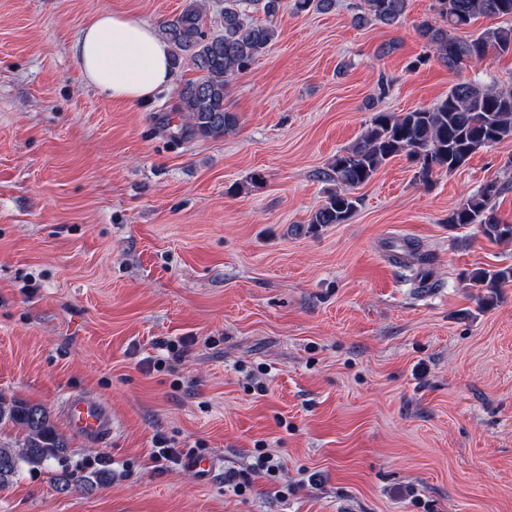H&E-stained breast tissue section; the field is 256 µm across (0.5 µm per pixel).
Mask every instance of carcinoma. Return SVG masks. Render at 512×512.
Segmentation results:
<instances>
[{
	"instance_id": "1",
	"label": "carcinoma",
	"mask_w": 512,
	"mask_h": 512,
	"mask_svg": "<svg viewBox=\"0 0 512 512\" xmlns=\"http://www.w3.org/2000/svg\"><path fill=\"white\" fill-rule=\"evenodd\" d=\"M263 10L265 19L247 23L243 3ZM335 0H294L298 13L329 10ZM356 21L395 25L401 22L408 0H362ZM280 0H224L223 31L208 37L203 30L205 5L187 0L181 12L159 25L171 47V65L188 62L199 73L179 93V134L191 138L221 139L234 132L238 117L226 104L229 79L244 71L272 45L277 30L273 18ZM440 22L424 21L417 34L441 56L450 70L479 60L490 50L512 54V26L488 28L477 38L459 32L485 17H511L512 0H434ZM512 141V87L494 89L475 80L461 81L448 96L430 107L399 114L377 112L362 137L331 165L336 188L311 215L307 232L316 233L329 224H344L356 211L360 198L354 191L368 183L379 168L401 154L420 164L418 178L428 182L434 171L451 172L464 166L478 150ZM503 186L483 185L448 216V224L463 229L474 226L491 242L512 241V224L502 220L494 201ZM402 265L427 261L413 242L402 246ZM479 288L481 307L489 308L501 288L512 283V265L479 268L470 273ZM18 430L15 441L0 439V490L7 489L23 467L40 466L65 455L67 440L57 431L49 412L39 404L0 395V428Z\"/></svg>"
}]
</instances>
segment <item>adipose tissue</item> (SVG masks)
<instances>
[{
    "label": "adipose tissue",
    "instance_id": "obj_1",
    "mask_svg": "<svg viewBox=\"0 0 512 512\" xmlns=\"http://www.w3.org/2000/svg\"><path fill=\"white\" fill-rule=\"evenodd\" d=\"M72 52L87 83L115 101H147L174 80L168 42L152 25L121 13L92 16Z\"/></svg>",
    "mask_w": 512,
    "mask_h": 512
}]
</instances>
